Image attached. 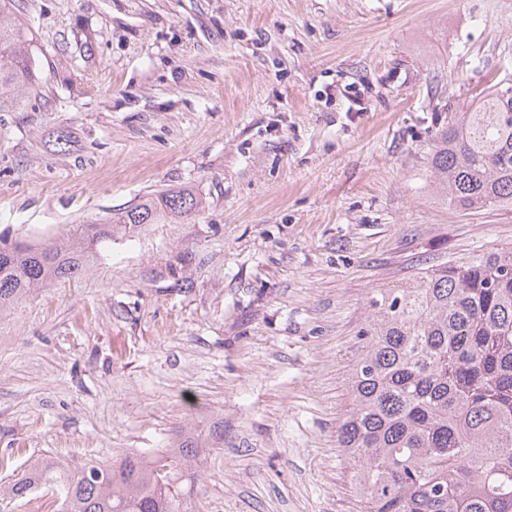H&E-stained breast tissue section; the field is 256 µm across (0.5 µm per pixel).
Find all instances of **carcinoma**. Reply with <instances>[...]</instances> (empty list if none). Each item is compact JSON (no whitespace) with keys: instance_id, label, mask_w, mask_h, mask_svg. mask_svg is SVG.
I'll return each mask as SVG.
<instances>
[{"instance_id":"1","label":"carcinoma","mask_w":512,"mask_h":512,"mask_svg":"<svg viewBox=\"0 0 512 512\" xmlns=\"http://www.w3.org/2000/svg\"><path fill=\"white\" fill-rule=\"evenodd\" d=\"M16 4L0 0V112L23 111L39 89L32 29ZM429 171L461 210L512 206V92L496 83L473 110L448 113ZM201 209L192 190H165L44 244L0 239V309L80 275L119 233ZM358 336L336 441L367 512H512V246L381 289ZM202 452L188 437L152 460L41 462L0 484V500L42 489L60 512H181Z\"/></svg>"}]
</instances>
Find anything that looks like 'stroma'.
I'll use <instances>...</instances> for the list:
<instances>
[{"label":"stroma","instance_id":"35a3bbf8","mask_svg":"<svg viewBox=\"0 0 512 512\" xmlns=\"http://www.w3.org/2000/svg\"><path fill=\"white\" fill-rule=\"evenodd\" d=\"M40 95L0 112V238L190 188L0 311V483L194 437L189 512H363L338 448L370 299L512 245L431 187L447 110L512 81V0H24ZM364 109L351 110L353 98Z\"/></svg>","mask_w":512,"mask_h":512}]
</instances>
